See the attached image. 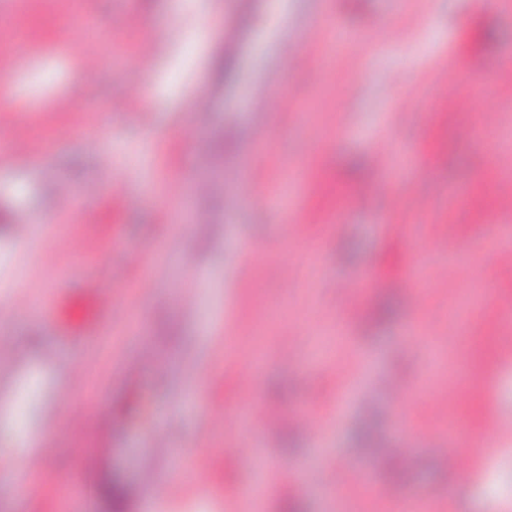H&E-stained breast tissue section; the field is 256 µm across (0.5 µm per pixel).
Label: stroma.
Returning <instances> with one entry per match:
<instances>
[{
	"label": "stroma",
	"mask_w": 512,
	"mask_h": 512,
	"mask_svg": "<svg viewBox=\"0 0 512 512\" xmlns=\"http://www.w3.org/2000/svg\"><path fill=\"white\" fill-rule=\"evenodd\" d=\"M134 2L133 30L123 0L0 15V218L33 221L25 250L0 221V512H111L84 495L105 480L127 512L171 482L186 494L164 512H251L262 460L261 512H330L337 465L358 477L341 488L348 512H512V269L488 260L512 253L498 211L512 189V0L484 13L472 0ZM285 11L320 18L323 51L339 27L361 40L297 68L269 49L223 56L225 17L262 36ZM261 86L291 106L243 111ZM202 88L223 91V110L196 112ZM256 119L263 155L242 171ZM205 179L217 187L196 196ZM251 179L277 196L228 212L225 185ZM295 207L311 221L284 233ZM86 280L111 291L112 313L99 336H61L57 321L80 326L93 307L58 292ZM247 397L279 420L245 438ZM305 408L319 432L295 424ZM46 429L38 491L12 497L8 440ZM449 448L472 454L469 481L448 471Z\"/></svg>",
	"instance_id": "stroma-1"
}]
</instances>
